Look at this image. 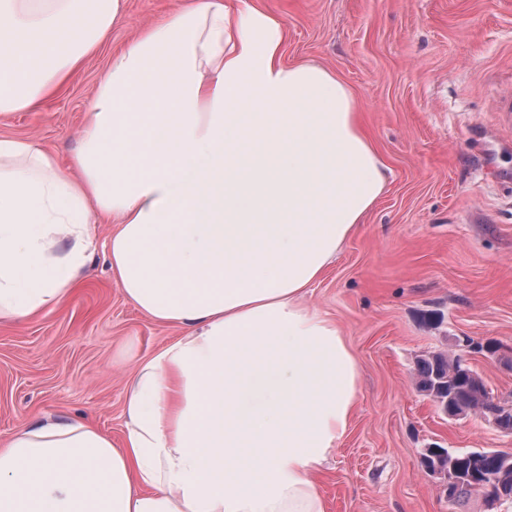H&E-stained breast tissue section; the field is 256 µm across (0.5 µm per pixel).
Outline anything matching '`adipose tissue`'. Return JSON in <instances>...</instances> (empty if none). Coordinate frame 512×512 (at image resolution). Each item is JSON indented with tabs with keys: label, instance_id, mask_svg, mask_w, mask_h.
Here are the masks:
<instances>
[{
	"label": "adipose tissue",
	"instance_id": "adipose-tissue-1",
	"mask_svg": "<svg viewBox=\"0 0 512 512\" xmlns=\"http://www.w3.org/2000/svg\"><path fill=\"white\" fill-rule=\"evenodd\" d=\"M125 0H0V114L56 95ZM263 0H178L113 52L71 172L0 136V322L63 307L106 248L124 297L182 336L126 381L120 441L47 415L0 440V512H325L317 474L360 370L306 296L386 167L351 89L282 60Z\"/></svg>",
	"mask_w": 512,
	"mask_h": 512
}]
</instances>
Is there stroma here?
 I'll list each match as a JSON object with an SVG mask.
<instances>
[{
    "instance_id": "stroma-1",
    "label": "stroma",
    "mask_w": 512,
    "mask_h": 512,
    "mask_svg": "<svg viewBox=\"0 0 512 512\" xmlns=\"http://www.w3.org/2000/svg\"><path fill=\"white\" fill-rule=\"evenodd\" d=\"M177 0H125L126 22L36 112L0 115L69 170L84 109L112 51ZM288 30L283 60L336 72L354 91L387 184L310 290L360 368L347 435L318 476L326 512H512L451 503L424 448L512 452V433L444 416L417 362L457 336L492 342L473 367L512 395V0H265ZM128 303L96 251L72 299L0 323V438L40 414L123 433L128 372L181 336Z\"/></svg>"
}]
</instances>
